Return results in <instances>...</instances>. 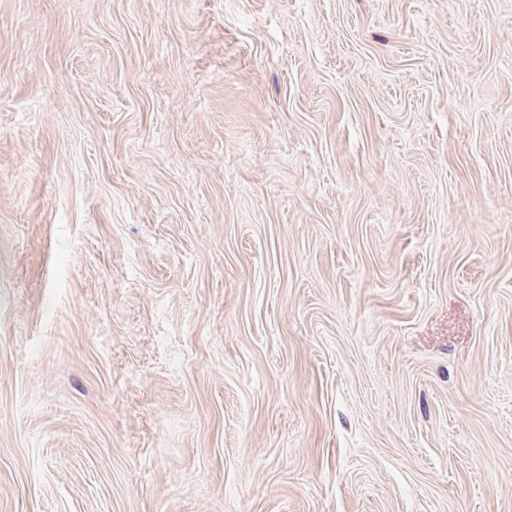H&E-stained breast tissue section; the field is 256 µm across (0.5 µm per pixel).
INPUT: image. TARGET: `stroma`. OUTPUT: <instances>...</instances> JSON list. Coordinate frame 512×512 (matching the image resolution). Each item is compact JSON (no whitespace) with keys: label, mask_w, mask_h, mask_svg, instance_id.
<instances>
[{"label":"stroma","mask_w":512,"mask_h":512,"mask_svg":"<svg viewBox=\"0 0 512 512\" xmlns=\"http://www.w3.org/2000/svg\"><path fill=\"white\" fill-rule=\"evenodd\" d=\"M0 512H512V0H0Z\"/></svg>","instance_id":"1"}]
</instances>
